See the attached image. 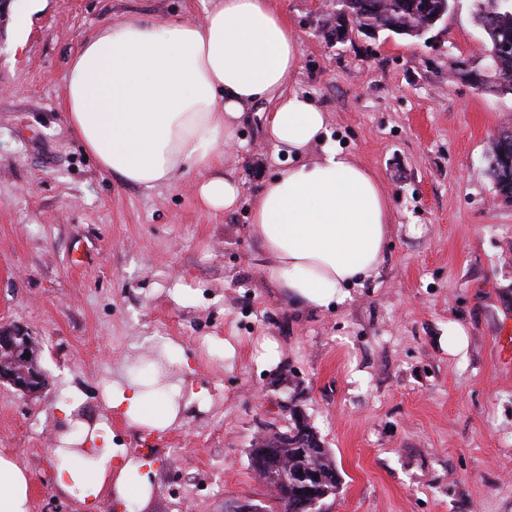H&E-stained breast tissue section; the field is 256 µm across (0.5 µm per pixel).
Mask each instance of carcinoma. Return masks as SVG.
<instances>
[{
	"mask_svg": "<svg viewBox=\"0 0 512 512\" xmlns=\"http://www.w3.org/2000/svg\"><path fill=\"white\" fill-rule=\"evenodd\" d=\"M342 13L322 19V27L387 31L401 36L423 38L421 29L433 18L442 20L453 8L455 0H338ZM474 9L487 32L491 46L488 49L485 77L493 79L495 87L512 94V0H473ZM512 151V127L501 129L494 137L490 171L496 166L503 151ZM284 465L257 469L256 475L268 489L262 507L265 512H293L296 503L295 474L314 470L323 481L312 485L314 496L322 500L336 497L342 483L336 461L325 446L302 450L287 448Z\"/></svg>",
	"mask_w": 512,
	"mask_h": 512,
	"instance_id": "1",
	"label": "carcinoma"
}]
</instances>
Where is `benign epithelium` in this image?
Wrapping results in <instances>:
<instances>
[{"label":"benign epithelium","instance_id":"obj_1","mask_svg":"<svg viewBox=\"0 0 512 512\" xmlns=\"http://www.w3.org/2000/svg\"><path fill=\"white\" fill-rule=\"evenodd\" d=\"M36 347L35 337L27 328L20 325H0V384H8L24 396L39 394L45 385V376L38 360L25 358ZM305 418H293L291 430L281 434V439L268 445L269 434L258 435L253 447L263 452L253 457V467L265 468L281 462L279 449L295 447L307 434Z\"/></svg>","mask_w":512,"mask_h":512}]
</instances>
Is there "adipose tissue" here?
Listing matches in <instances>:
<instances>
[{
    "instance_id": "obj_1",
    "label": "adipose tissue",
    "mask_w": 512,
    "mask_h": 512,
    "mask_svg": "<svg viewBox=\"0 0 512 512\" xmlns=\"http://www.w3.org/2000/svg\"><path fill=\"white\" fill-rule=\"evenodd\" d=\"M298 68L297 39L273 0H215L192 22L110 20L72 57L63 113L82 149L120 183L153 189L192 169L200 204L228 213L240 185L218 144L233 141L250 106L275 100L263 136L295 163L265 182L253 231L288 298L327 309L378 274L391 211L375 175L326 144L327 112L285 92ZM105 405L135 426L165 429L179 417L174 397L135 383H115ZM56 454L57 488L81 502L151 492L148 462L123 455L103 423L63 435ZM29 490L28 474L0 455V512H31Z\"/></svg>"
}]
</instances>
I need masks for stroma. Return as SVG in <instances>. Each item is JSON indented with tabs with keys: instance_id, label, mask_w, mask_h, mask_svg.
I'll use <instances>...</instances> for the list:
<instances>
[{
	"instance_id": "obj_1",
	"label": "stroma",
	"mask_w": 512,
	"mask_h": 512,
	"mask_svg": "<svg viewBox=\"0 0 512 512\" xmlns=\"http://www.w3.org/2000/svg\"><path fill=\"white\" fill-rule=\"evenodd\" d=\"M298 42L289 90L329 114V144L353 152L390 202L378 276L317 310L288 299L264 266L251 208L286 168L249 108L224 149L240 185L229 213L205 210L198 175L130 187L99 170L62 104L82 38L120 16L193 21L203 0H13L0 17V324L26 326L46 386L0 385V453L30 475L31 512H83L55 488V407L106 422L114 445L149 460L152 493L128 512H224L266 489L253 437L286 430L299 406L342 475L333 512H512V366L497 338L512 313V202L497 201L491 142L512 95L476 89L488 37L472 0L432 43L353 32L324 39L329 0H274ZM468 345L448 349V326ZM278 345L266 365L261 345ZM187 383L177 426L134 427L108 410L114 379L144 378L167 342Z\"/></svg>"
}]
</instances>
